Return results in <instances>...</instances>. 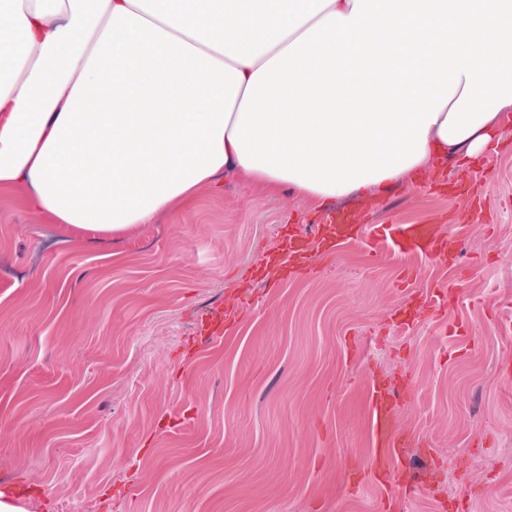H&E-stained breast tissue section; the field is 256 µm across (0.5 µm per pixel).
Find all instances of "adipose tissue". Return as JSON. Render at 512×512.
<instances>
[{
  "label": "adipose tissue",
  "instance_id": "1",
  "mask_svg": "<svg viewBox=\"0 0 512 512\" xmlns=\"http://www.w3.org/2000/svg\"><path fill=\"white\" fill-rule=\"evenodd\" d=\"M512 0H0V193L125 236L230 178L313 209L482 162Z\"/></svg>",
  "mask_w": 512,
  "mask_h": 512
}]
</instances>
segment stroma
Masks as SVG:
<instances>
[{"instance_id":"stroma-1","label":"stroma","mask_w":512,"mask_h":512,"mask_svg":"<svg viewBox=\"0 0 512 512\" xmlns=\"http://www.w3.org/2000/svg\"><path fill=\"white\" fill-rule=\"evenodd\" d=\"M506 145L373 200L358 223L450 224L464 274L417 259L418 290L452 310L412 313L397 256L347 249L321 274L279 279L288 235L328 223L297 197L226 181L119 241L85 236L0 195V493L26 512H379L373 378L408 394L398 424L431 449L440 492L400 512H512V118ZM247 313L203 350L168 330L221 302Z\"/></svg>"}]
</instances>
